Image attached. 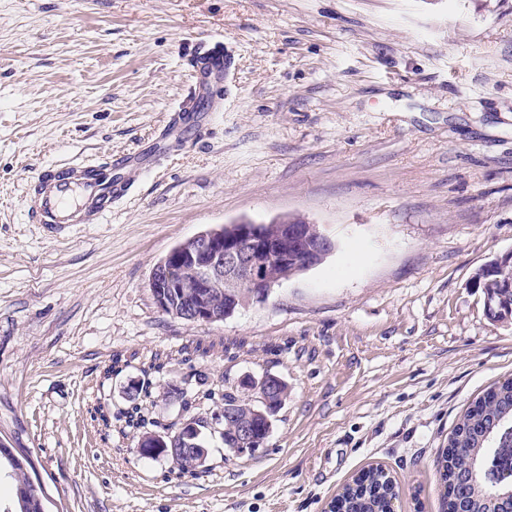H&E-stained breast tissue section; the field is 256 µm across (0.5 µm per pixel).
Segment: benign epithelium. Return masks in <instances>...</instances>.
I'll return each mask as SVG.
<instances>
[{"label":"benign epithelium","instance_id":"obj_1","mask_svg":"<svg viewBox=\"0 0 512 512\" xmlns=\"http://www.w3.org/2000/svg\"><path fill=\"white\" fill-rule=\"evenodd\" d=\"M294 224H276L271 228L248 220L227 226L218 225L186 239L154 266L150 288L158 308L165 314L193 322H221L233 313V306H220L215 298L241 296L245 299L264 298L285 278V273L304 271L336 249V244L324 234H318L309 244L299 237ZM490 317L501 322L512 321V304L504 298L488 302ZM247 385L245 400L257 406L255 413L272 424L280 405L288 398V385L278 376L267 374L259 379L242 378ZM239 447L228 448L224 459L258 452L261 447L251 419L237 421ZM170 437L167 432L147 431L139 439L135 452L144 448H163ZM497 448L487 471L495 474L512 473V428L496 441ZM192 472L212 467L210 449L193 448ZM473 481V475L457 476L448 481V493L463 497Z\"/></svg>","mask_w":512,"mask_h":512}]
</instances>
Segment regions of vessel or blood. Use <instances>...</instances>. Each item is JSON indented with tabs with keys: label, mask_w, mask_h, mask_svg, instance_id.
Listing matches in <instances>:
<instances>
[{
	"label": "vessel or blood",
	"mask_w": 512,
	"mask_h": 512,
	"mask_svg": "<svg viewBox=\"0 0 512 512\" xmlns=\"http://www.w3.org/2000/svg\"><path fill=\"white\" fill-rule=\"evenodd\" d=\"M197 83L189 102L170 118L171 124L182 125L198 134L201 130L193 118L201 107L202 89L210 84L230 81L235 70L234 57L222 43L203 41L186 60ZM125 156H113L101 164L69 162L41 169L32 179L28 217L32 223L55 230L69 224H98L111 213L112 201L126 191L125 185L106 186L102 176L107 171L124 167Z\"/></svg>",
	"instance_id": "vessel-or-blood-1"
}]
</instances>
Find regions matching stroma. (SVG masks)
I'll return each mask as SVG.
<instances>
[{
    "label": "stroma",
    "instance_id": "stroma-1",
    "mask_svg": "<svg viewBox=\"0 0 512 512\" xmlns=\"http://www.w3.org/2000/svg\"><path fill=\"white\" fill-rule=\"evenodd\" d=\"M201 39L232 49L233 82L200 135L160 139ZM150 149L103 223L29 220L43 166ZM286 215L335 251L221 322L157 307L177 244ZM509 252L512 0H0V442L34 460L47 512H329L377 463L395 512H441L434 457L512 377V322L473 286ZM158 354L171 388L282 378L262 450L212 443L178 481L104 427Z\"/></svg>",
    "mask_w": 512,
    "mask_h": 512
}]
</instances>
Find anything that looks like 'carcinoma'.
Segmentation results:
<instances>
[{
	"label": "carcinoma",
	"mask_w": 512,
	"mask_h": 512,
	"mask_svg": "<svg viewBox=\"0 0 512 512\" xmlns=\"http://www.w3.org/2000/svg\"><path fill=\"white\" fill-rule=\"evenodd\" d=\"M511 273V262L492 261L479 273L476 287L482 289L484 296L490 299L502 291L501 281ZM164 368L165 362L157 356L148 368L142 370L140 395L145 398L155 395L153 377L162 373ZM221 400L235 405L240 417L250 411L238 385L224 391ZM115 418L134 429L159 426V423L145 414L141 405L133 402L118 411ZM492 420L512 426V379L487 390L468 408L454 427L448 437V447L433 460V467L443 483H448V480L459 473L470 472L477 466L478 461L490 454L494 442L485 438V431ZM174 447L177 451L173 453L168 448H148L146 454L152 457L163 455L175 465V469L183 471L191 465V458L178 451L182 447V438H176ZM0 461L4 462L6 473L14 481V495L9 503L12 512H44L42 495L35 494L30 489L29 477L33 469L31 459L21 454L16 462L0 450ZM487 493L488 486L484 481L474 485L470 490L469 512H492L495 505L487 498ZM398 497L399 486L390 471L381 465H370L336 495L333 508L336 512H392Z\"/></svg>",
	"instance_id": "obj_1"
}]
</instances>
